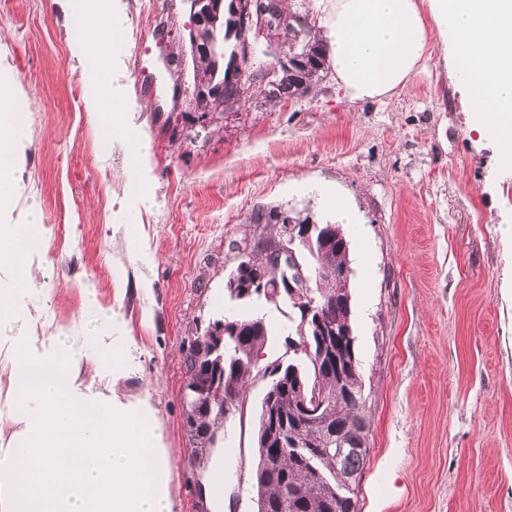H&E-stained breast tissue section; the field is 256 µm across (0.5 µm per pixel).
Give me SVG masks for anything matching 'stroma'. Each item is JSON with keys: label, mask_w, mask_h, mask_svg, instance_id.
Listing matches in <instances>:
<instances>
[{"label": "stroma", "mask_w": 512, "mask_h": 512, "mask_svg": "<svg viewBox=\"0 0 512 512\" xmlns=\"http://www.w3.org/2000/svg\"><path fill=\"white\" fill-rule=\"evenodd\" d=\"M120 3L123 40L100 47L98 81L123 73L131 109L126 136L101 152L111 107L89 108V68L70 54L62 12L52 0H0V83L23 115L0 224L32 211L44 224L32 325L90 348L97 336L132 343V366L91 349L81 375L151 407L174 464L171 512H198L210 471L189 466L184 352L230 307L237 243L273 232L250 215L295 208L332 222L331 195L357 218L344 230L370 421L360 512H512V170L468 132L461 75L433 60L392 98L354 103L327 69L300 98L249 102L206 125L172 99L175 83L192 81L174 39L189 24L181 0ZM246 311L273 328L261 364L288 359L287 304ZM264 392L253 380L224 425L210 469L230 479L207 512H256Z\"/></svg>", "instance_id": "obj_1"}]
</instances>
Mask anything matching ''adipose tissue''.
Listing matches in <instances>:
<instances>
[{"mask_svg": "<svg viewBox=\"0 0 512 512\" xmlns=\"http://www.w3.org/2000/svg\"><path fill=\"white\" fill-rule=\"evenodd\" d=\"M55 3L76 25L73 56L89 61L99 45L120 44L114 0ZM310 14L349 101L391 98L438 46L464 77L469 131L512 138V0H310ZM20 124L10 87L0 85V203L10 196ZM42 243L39 215L0 224V268L9 272L0 279V324H26L29 259ZM7 342L0 419L18 430L0 442V512H170L172 462L152 411L87 392L79 380L86 353L69 337Z\"/></svg>", "mask_w": 512, "mask_h": 512, "instance_id": "adipose-tissue-1", "label": "adipose tissue"}]
</instances>
